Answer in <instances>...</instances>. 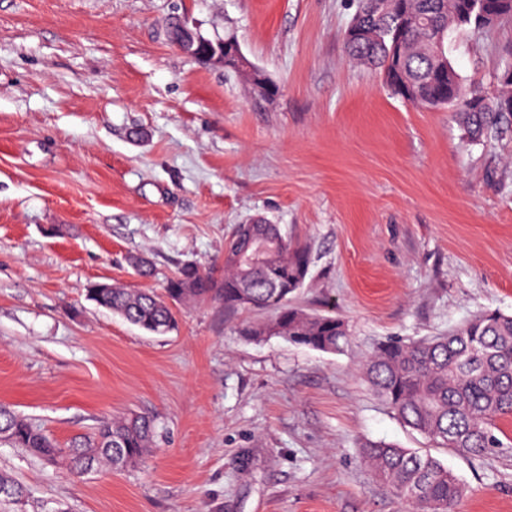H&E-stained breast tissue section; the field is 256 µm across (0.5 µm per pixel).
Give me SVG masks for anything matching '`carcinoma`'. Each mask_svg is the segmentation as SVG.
Masks as SVG:
<instances>
[{"instance_id": "obj_1", "label": "carcinoma", "mask_w": 512, "mask_h": 512, "mask_svg": "<svg viewBox=\"0 0 512 512\" xmlns=\"http://www.w3.org/2000/svg\"><path fill=\"white\" fill-rule=\"evenodd\" d=\"M491 17L485 27L475 17H462L457 0H395L378 7V0H359L349 28L362 31L344 37L349 60L370 66L390 86L414 88L411 103L458 94L450 107L466 137L480 140L503 129L512 112L500 108L512 100V83H498L492 96L459 75L447 56L448 37L466 27L484 32L512 23V0H486ZM306 246L288 240L276 224H239L224 246V276L216 279L196 266H183L158 294L150 289L118 288L101 282L91 286L88 299L146 332L172 330V303L214 298L224 303V315L268 311L261 322L248 321L242 333L253 340L279 336L314 350L335 353L348 343L344 321L334 315L307 312L289 304L308 274ZM364 375L377 396L412 430L441 448L468 458H481L501 446L496 422L512 416V315L483 311L448 333L379 344L364 365ZM155 427L150 417L128 414L105 419L91 435L61 448L10 407L0 405V443L25 448L49 461H61L76 475L108 463L128 468L144 462ZM363 458L397 496L415 512H455L463 496L462 481L440 460L383 441L363 444ZM10 494L2 502L27 495L23 485L0 474V486Z\"/></svg>"}]
</instances>
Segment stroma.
<instances>
[{
    "label": "stroma",
    "mask_w": 512,
    "mask_h": 512,
    "mask_svg": "<svg viewBox=\"0 0 512 512\" xmlns=\"http://www.w3.org/2000/svg\"><path fill=\"white\" fill-rule=\"evenodd\" d=\"M356 6L0 0V404L63 448L105 416L157 427L142 465L83 477L0 445L29 491L13 512H410L363 460L369 440L451 467L456 512H512V417L502 448L460 457L362 375L379 342L512 314V124L469 141L350 64ZM175 17L235 33L275 94L184 54ZM509 45L512 25L460 31L448 57L489 88ZM259 216L308 245L293 302L341 317L344 351L249 340L218 301L178 305L158 335L87 298L98 281L162 291L187 264L222 277L226 239Z\"/></svg>",
    "instance_id": "1"
}]
</instances>
